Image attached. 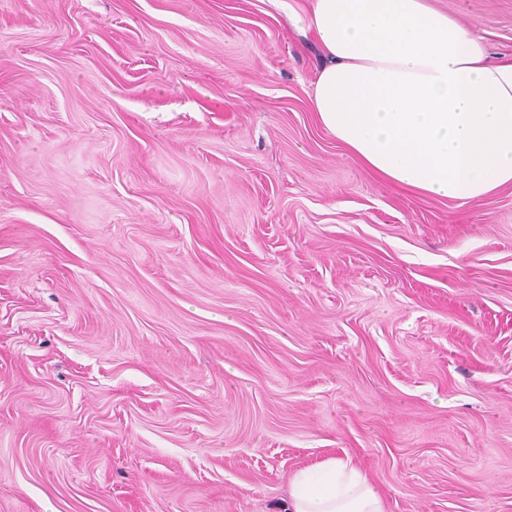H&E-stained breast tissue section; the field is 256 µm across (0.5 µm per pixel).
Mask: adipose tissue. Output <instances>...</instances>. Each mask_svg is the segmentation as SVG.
<instances>
[{"label": "adipose tissue", "mask_w": 512, "mask_h": 512, "mask_svg": "<svg viewBox=\"0 0 512 512\" xmlns=\"http://www.w3.org/2000/svg\"><path fill=\"white\" fill-rule=\"evenodd\" d=\"M326 64L319 123L378 177L477 201L512 184V60L427 0H309L299 16ZM283 512H386L351 460L297 470Z\"/></svg>", "instance_id": "ef3b65f1"}]
</instances>
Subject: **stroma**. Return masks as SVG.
<instances>
[{
	"instance_id": "obj_1",
	"label": "stroma",
	"mask_w": 512,
	"mask_h": 512,
	"mask_svg": "<svg viewBox=\"0 0 512 512\" xmlns=\"http://www.w3.org/2000/svg\"><path fill=\"white\" fill-rule=\"evenodd\" d=\"M512 56V0H432ZM306 0H0V512H512V185L375 176ZM283 512H386L382 491L349 459L297 470Z\"/></svg>"
}]
</instances>
